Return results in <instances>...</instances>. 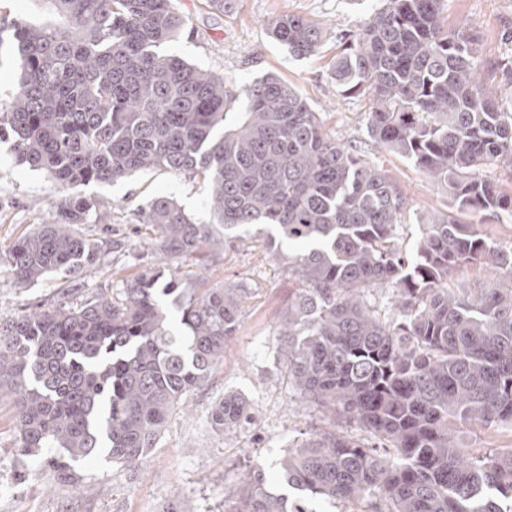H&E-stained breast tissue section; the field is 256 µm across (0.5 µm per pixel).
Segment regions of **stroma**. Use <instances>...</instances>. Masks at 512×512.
Segmentation results:
<instances>
[{"label":"stroma","mask_w":512,"mask_h":512,"mask_svg":"<svg viewBox=\"0 0 512 512\" xmlns=\"http://www.w3.org/2000/svg\"><path fill=\"white\" fill-rule=\"evenodd\" d=\"M387 4L388 0H224L218 11L209 0H175L190 33L170 43L168 50L237 87L269 74L292 83L318 113L324 132L356 146L404 197L405 209L394 235L409 254L422 224L448 211V194L406 158L379 147L368 130V99L344 95L330 76L336 53ZM445 6L449 28L474 33L480 41L484 92L492 97L512 95V82L503 71L504 65L512 66V0H446ZM283 13L322 23L318 53L297 58L270 37L269 22ZM67 192L19 163L12 141L0 142V315L20 314L55 300V276L18 287L7 272V258L20 236L53 222ZM72 192L92 205L83 233L95 237L108 225L130 244L115 259L114 269L86 275L91 292L115 288L118 280L153 266L152 233L143 223L148 201L165 196L192 221H210L209 185L187 174L147 170L115 182L81 185ZM199 274L209 281L248 285L255 295L242 307L237 333L224 348L223 365L188 395L190 414L174 412L141 463H112L100 457L76 461L75 483L70 486L56 482L39 457L21 454L17 408L1 391L0 512H229L247 470L261 466L268 477H275L285 454L314 432L328 429L324 409L294 391L277 358L276 319L299 286L287 260L246 236L226 244L223 259ZM229 393L248 400L253 420L222 432L211 427L209 418L214 404ZM455 430L458 443L477 457L502 455L512 448V427L505 424H459Z\"/></svg>","instance_id":"obj_1"}]
</instances>
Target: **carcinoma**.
Returning a JSON list of instances; mask_svg holds the SVG:
<instances>
[{
  "label": "carcinoma",
  "mask_w": 512,
  "mask_h": 512,
  "mask_svg": "<svg viewBox=\"0 0 512 512\" xmlns=\"http://www.w3.org/2000/svg\"><path fill=\"white\" fill-rule=\"evenodd\" d=\"M47 21L0 20V57L19 68L0 100V141L58 187L106 183L162 169L210 187V224L170 198L147 203L151 253L164 262L123 280L113 295H84L83 273L127 243L79 230L90 203L69 194L51 224L12 246L20 284L65 279L55 307L0 317V388L14 395L21 451L60 481L72 462L103 455L135 464L156 447L188 393L224 363L254 289L199 287L188 259L248 228L260 246L288 254L301 287L277 324L288 379L331 418L355 422L377 446L336 428L280 462L277 481L307 500L358 512H512V455L472 457L453 425L512 426V249L468 224L471 214L512 217V192L482 174L512 169V99L475 80L479 41L450 30L444 0H389L332 64L344 92L368 96L375 142L448 191V213L425 225L414 254L395 244L405 201L391 181L322 130L291 84L270 76L235 92L227 79L166 54L187 29L172 0H50ZM271 37L306 58L321 25L296 14ZM244 97L246 111L231 105ZM492 277L450 286L466 266ZM387 285L399 314L366 301ZM218 430L251 421L250 404L224 396ZM229 512H307L254 467Z\"/></svg>",
  "instance_id": "carcinoma-1"
}]
</instances>
